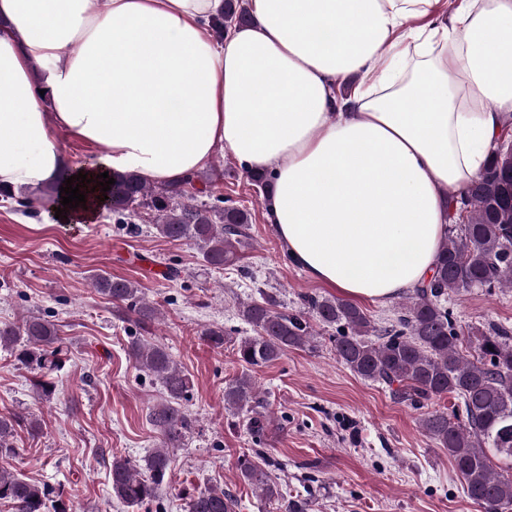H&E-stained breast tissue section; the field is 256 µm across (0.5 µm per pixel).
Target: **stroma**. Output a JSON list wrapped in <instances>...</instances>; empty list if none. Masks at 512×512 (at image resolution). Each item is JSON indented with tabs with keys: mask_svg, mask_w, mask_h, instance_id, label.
Returning <instances> with one entry per match:
<instances>
[{
	"mask_svg": "<svg viewBox=\"0 0 512 512\" xmlns=\"http://www.w3.org/2000/svg\"><path fill=\"white\" fill-rule=\"evenodd\" d=\"M208 172L216 192L252 215L248 246L235 265L221 269L207 265L192 243L157 235L146 215L132 233L108 212L94 224H57L49 205L26 211L0 200V324L32 311L70 345L48 401L32 390L29 370L0 349V414L27 411L42 421L38 434L18 431L12 466L62 486L73 512H130L111 497L112 458L140 460L162 442L148 413L164 391L125 352L129 338L141 334L189 374L193 388L183 408L193 428L171 451L159 505L137 512H187L189 496L209 486L234 495L239 512H274L237 476L239 456L259 452L270 461L271 480L287 497L306 501L308 512H481L465 497L447 453L420 426L427 413L452 411V397L418 405L395 400L386 385L362 380L341 363L335 329L317 322L309 345L271 364L237 361L234 341L253 333L238 315L243 302L263 290L291 312L301 310L305 295L331 298L338 291L289 260L242 163L219 149ZM170 266L179 278L166 277ZM100 271L133 281L157 303L161 316L148 332L115 316L95 292L92 276ZM444 306L465 336L492 325L512 328V289L451 294ZM214 324L229 338L220 349L202 338ZM245 373L272 417L259 434L248 417L224 408L225 386Z\"/></svg>",
	"mask_w": 512,
	"mask_h": 512,
	"instance_id": "35a3bbf8",
	"label": "stroma"
}]
</instances>
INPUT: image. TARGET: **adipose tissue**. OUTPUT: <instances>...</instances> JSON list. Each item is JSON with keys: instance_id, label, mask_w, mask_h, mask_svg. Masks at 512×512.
I'll list each match as a JSON object with an SVG mask.
<instances>
[{"instance_id": "1", "label": "adipose tissue", "mask_w": 512, "mask_h": 512, "mask_svg": "<svg viewBox=\"0 0 512 512\" xmlns=\"http://www.w3.org/2000/svg\"><path fill=\"white\" fill-rule=\"evenodd\" d=\"M0 0V187L75 173L165 184L216 148L273 176L268 220L345 297L427 281L461 199L512 133V0ZM65 129L103 146L70 167ZM241 1L225 0L224 16L217 19L213 24L217 38L222 39L224 33L232 27L243 26L251 22V15Z\"/></svg>"}]
</instances>
